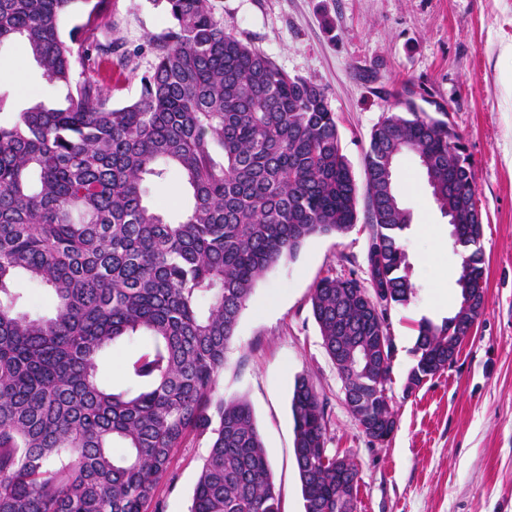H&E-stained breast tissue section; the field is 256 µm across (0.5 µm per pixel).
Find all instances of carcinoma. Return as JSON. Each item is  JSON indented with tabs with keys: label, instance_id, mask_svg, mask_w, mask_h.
<instances>
[{
	"label": "carcinoma",
	"instance_id": "obj_1",
	"mask_svg": "<svg viewBox=\"0 0 512 512\" xmlns=\"http://www.w3.org/2000/svg\"><path fill=\"white\" fill-rule=\"evenodd\" d=\"M170 25L148 41L156 62L138 98L108 104L112 0H0V44L20 37L64 104L0 122V512H149L187 436H210L190 512H281L250 403L216 393L225 350L266 270L312 237L357 222V186L324 90L224 32L208 0H153ZM83 23L62 39L59 22ZM417 154L441 211L456 214L467 252L460 306L423 320L406 390L433 378L471 333L485 295L482 214L459 135L425 112L393 113L365 154L374 229L369 300L356 278H321L311 294L323 345L357 422L386 417L393 351L386 310L416 295L395 158ZM181 177L177 221L146 200L147 184ZM21 278L49 291L51 316L21 310ZM135 346L124 386L103 385L101 355ZM304 512H355L350 473L327 443V402L310 381L291 399Z\"/></svg>",
	"mask_w": 512,
	"mask_h": 512
}]
</instances>
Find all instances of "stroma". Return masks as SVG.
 Returning <instances> with one entry per match:
<instances>
[{"instance_id": "stroma-1", "label": "stroma", "mask_w": 512, "mask_h": 512, "mask_svg": "<svg viewBox=\"0 0 512 512\" xmlns=\"http://www.w3.org/2000/svg\"><path fill=\"white\" fill-rule=\"evenodd\" d=\"M225 32L251 44L292 76L319 85L336 122L357 187L374 126L414 100L443 107L476 177L487 286L482 313L453 368L405 393L418 323L441 322L437 289L456 291L459 253L415 153L395 161L404 239L417 294L387 310L393 357L386 384L396 420L392 439L372 443L351 416L342 381L323 347L310 296L323 276L368 281L372 230L365 196L358 221L339 235L310 239L295 259L271 267L243 310L224 353L219 391L250 402L268 452L282 512H304L294 462L291 396L306 377L328 402L327 447L359 469L356 512H512V0H210ZM169 18L152 0H112V35L129 53L113 68L110 101L135 100L155 62L147 42ZM25 74L8 111L55 106L51 86L26 43L0 46V74ZM435 225L436 234L425 232ZM437 254L439 271L421 274ZM207 437L189 436L160 483L154 512H189Z\"/></svg>"}]
</instances>
